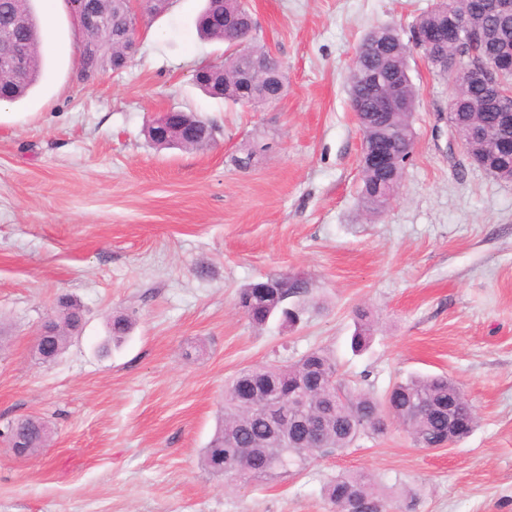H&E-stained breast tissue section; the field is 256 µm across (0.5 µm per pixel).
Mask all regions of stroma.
<instances>
[{"label": "stroma", "mask_w": 512, "mask_h": 512, "mask_svg": "<svg viewBox=\"0 0 512 512\" xmlns=\"http://www.w3.org/2000/svg\"><path fill=\"white\" fill-rule=\"evenodd\" d=\"M434 2L249 0L288 81L268 107L194 85L197 66L224 57L196 31L206 0H171L128 66L92 85L74 78L65 0H37L44 76L0 106V512H333L322 488L346 471L399 501L413 493V512H512V182L450 143L448 84L418 49L400 188L373 218L359 206L349 68L371 29L409 39ZM171 108L214 122V145H152L146 124ZM249 145L252 165L238 168ZM284 273L308 285L300 324L252 326L238 291ZM61 294L84 326L46 364L33 337ZM359 309L374 335L356 353ZM115 314L132 330L105 355ZM318 348L377 396L412 374L448 375L475 409L473 432L426 450L393 423L262 485L204 471L227 380ZM23 416L50 429L28 457L4 437Z\"/></svg>", "instance_id": "stroma-1"}]
</instances>
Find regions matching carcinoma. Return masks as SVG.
Listing matches in <instances>:
<instances>
[{
    "label": "carcinoma",
    "mask_w": 512,
    "mask_h": 512,
    "mask_svg": "<svg viewBox=\"0 0 512 512\" xmlns=\"http://www.w3.org/2000/svg\"><path fill=\"white\" fill-rule=\"evenodd\" d=\"M33 2L0 0V25L11 23L19 15L26 22L25 26L16 29L15 35L27 47L28 69L20 75L0 69V87L9 91L7 102L10 104L27 97L36 87L38 75L44 70L43 37L35 34L39 20ZM470 6V0H438L414 27L442 24L448 20V9L460 12L469 10ZM217 10L242 18L247 15L242 0H207L199 18V31L210 39L223 42L225 54L224 62L218 64L223 73L216 74L207 83L198 84V87L212 95L240 103L246 94L243 92L244 85L238 80L241 58L236 49L237 32L228 31L221 36L211 31L208 15ZM126 20L127 5L118 0L110 11L111 31L101 36L90 34L86 37L88 47L78 61L80 68L93 73L103 72L106 67L112 66V59L126 55L128 46L123 38ZM371 33L375 35V40L362 43L358 52L372 63L378 62L377 55L380 54L391 59L392 65L397 68L407 67L405 42L394 27L377 26ZM448 54L459 55L468 64L489 60L511 61L512 14L495 18L477 17V29L470 31L467 40L448 47ZM440 58L442 53L439 51L426 55L435 72L448 82L450 94L456 100L453 123L459 126V132L466 135L481 123L495 130L489 141L465 140L466 149H477L480 155L486 157L490 167L504 158L512 165V153L501 148L502 142L512 139V130L496 129L497 113L504 108L512 109V99L506 98L500 106L484 112L475 111L473 105L483 101L488 90L467 83L461 74L448 76V70L438 64ZM405 95V107L394 115L372 111L369 97H364V106L369 112L364 122L365 142H371L387 128L396 130L403 138L411 137L410 124L417 107L418 91L410 85ZM404 168L405 161L402 160L383 179L372 172H362V210L372 213L382 211L389 199L396 195ZM304 288L306 283L301 279H288L284 288L271 297L257 300L260 312L249 318L250 323L262 327L272 318L287 325L294 323L298 313L288 307V300L301 294ZM130 329L131 322L127 317L112 316L109 336L112 344L120 345ZM372 333L369 312L363 309L358 311L352 349L360 351L365 348ZM318 370L330 377L337 375L335 360L323 350H314L293 362L240 371L225 386L223 407L214 434L202 450L201 463L205 471L230 482L269 483L306 468L325 453L342 451L360 438L371 435L369 421L373 416L396 417L413 442L422 448L436 447L442 436L448 434V416L440 417L437 412L440 405L448 404V393L454 391L458 384L446 376H412L396 383L384 397L376 398L352 389L339 380L332 390L305 386L309 376ZM272 382L282 386L283 404H288L289 388L292 387L305 399L302 413L321 418L320 439L316 446L311 447L302 441L290 422L285 425L288 445L275 442L272 426L263 416L267 387ZM323 496L334 507L352 497L362 507V512H389L393 499L390 494L379 490L365 472H347L337 476L324 486Z\"/></svg>",
    "instance_id": "obj_1"
}]
</instances>
